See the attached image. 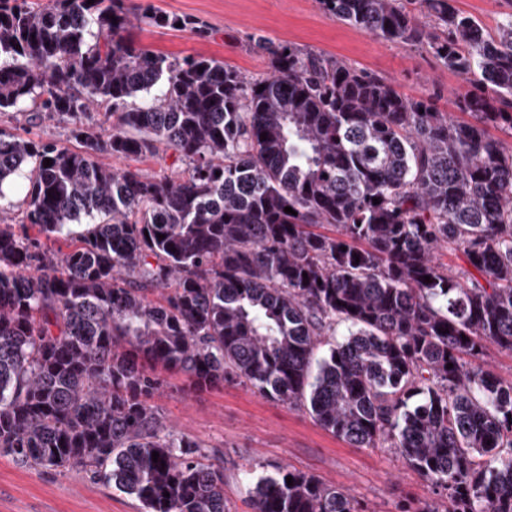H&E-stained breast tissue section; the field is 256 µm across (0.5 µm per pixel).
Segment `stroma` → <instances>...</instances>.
<instances>
[{
    "label": "stroma",
    "mask_w": 512,
    "mask_h": 512,
    "mask_svg": "<svg viewBox=\"0 0 512 512\" xmlns=\"http://www.w3.org/2000/svg\"><path fill=\"white\" fill-rule=\"evenodd\" d=\"M189 16L181 31L132 29L147 48L172 58L204 56L246 75L270 73L267 55L250 47L261 35L348 61L390 82L411 98L432 96L439 111L460 117L458 98L469 85L419 45L376 39L325 13L317 0H128ZM0 131L73 147L70 126L28 124L13 112L0 114ZM152 402L167 424L202 442L224 467V497L231 512H251L248 491L279 466L302 471L348 490L369 512H400L405 502L433 498L431 484L408 468L391 448H353L320 428L306 409L265 400L242 385L194 391L172 375ZM0 512H141L140 503L75 468L57 473L0 457Z\"/></svg>",
    "instance_id": "obj_1"
}]
</instances>
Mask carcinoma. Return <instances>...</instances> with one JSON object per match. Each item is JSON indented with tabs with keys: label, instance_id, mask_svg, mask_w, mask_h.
Returning a JSON list of instances; mask_svg holds the SVG:
<instances>
[{
	"label": "carcinoma",
	"instance_id": "cac0c4a2",
	"mask_svg": "<svg viewBox=\"0 0 512 512\" xmlns=\"http://www.w3.org/2000/svg\"><path fill=\"white\" fill-rule=\"evenodd\" d=\"M318 2L427 46L472 85L470 119L262 36L267 77L171 59L130 28L193 21L125 0H0V111L67 122L77 143L0 132V201L25 179L37 230L0 224L1 456L82 468L144 512H230L224 468L151 403L170 371L396 449L437 495L401 512H512V384L479 364L488 343L512 353V146L489 132H512V17L490 32L453 0ZM161 152L177 176L100 162ZM62 235L67 252L48 245ZM250 495L253 512H361L286 468Z\"/></svg>",
	"mask_w": 512,
	"mask_h": 512
}]
</instances>
